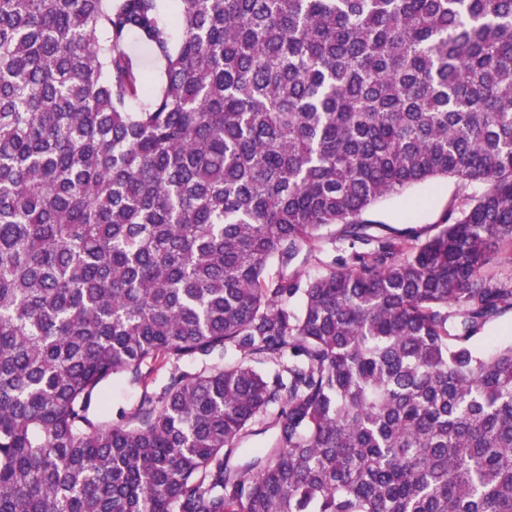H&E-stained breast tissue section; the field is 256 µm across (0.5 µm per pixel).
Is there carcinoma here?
<instances>
[{"label":"carcinoma","mask_w":512,"mask_h":512,"mask_svg":"<svg viewBox=\"0 0 512 512\" xmlns=\"http://www.w3.org/2000/svg\"><path fill=\"white\" fill-rule=\"evenodd\" d=\"M178 2L0 0V512H512V0ZM482 189L480 184L465 189L452 179L433 180L383 201L368 218L387 224L401 235L423 232L438 224L448 207L463 194L479 193ZM337 246L336 248L331 243L324 244L322 249L316 252L315 258L300 267L303 278H313L325 273L333 266L335 259L341 256L347 258L352 252L348 243L337 244ZM479 336L482 337L479 339L478 345L484 348L498 342L510 341L512 339V312L506 311L491 321ZM104 388L107 397V414L113 423H120L124 413L129 412L138 401L141 389L119 379L107 382Z\"/></svg>","instance_id":"carcinoma-1"}]
</instances>
